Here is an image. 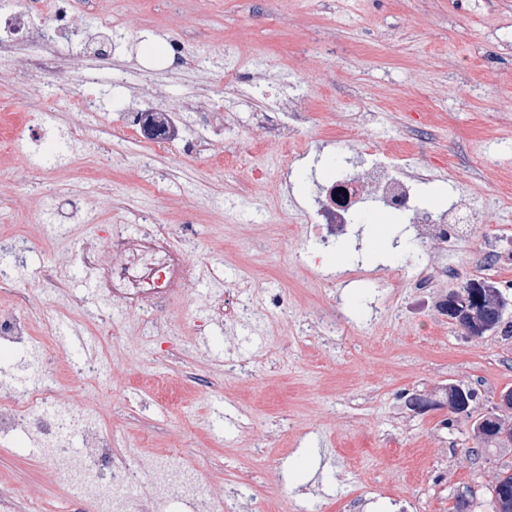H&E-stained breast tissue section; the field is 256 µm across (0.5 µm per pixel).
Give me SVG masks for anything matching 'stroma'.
Returning <instances> with one entry per match:
<instances>
[{
	"label": "stroma",
	"mask_w": 512,
	"mask_h": 512,
	"mask_svg": "<svg viewBox=\"0 0 512 512\" xmlns=\"http://www.w3.org/2000/svg\"><path fill=\"white\" fill-rule=\"evenodd\" d=\"M29 2L44 29L34 55L66 63L27 86L0 69V125L19 133L0 139V267L12 272L0 313L20 311L35 338L0 346V368L30 360L35 380L51 357L45 412L110 428L152 512L191 510L164 487L174 467L215 500L242 490L240 512H344L353 497L360 512H454L512 468V444L484 447L472 424L496 411L512 422L497 408L512 388V315L473 338L437 310L478 277L512 298V0H86L74 31L56 30L49 0ZM154 40L175 49L173 66L145 59ZM232 66L241 76L224 83ZM283 88L307 100L288 152L266 124ZM88 94L94 110L78 111ZM148 110L177 113L176 136L146 137L134 118ZM403 143L428 206L471 203L469 235L444 253L415 241L410 216L369 204L319 248L303 219L315 183ZM147 216L194 225L172 240L198 259L151 339L127 307L82 288L79 260L113 225L143 233ZM443 260L452 275L408 287ZM341 263L374 278L324 282ZM244 277L225 325L213 305ZM275 292L285 313L264 305ZM64 327L92 349L62 346ZM449 383L477 389L471 416L408 409L409 395ZM31 440L0 437L8 512H95L62 477L80 433L53 459Z\"/></svg>",
	"instance_id": "stroma-1"
}]
</instances>
